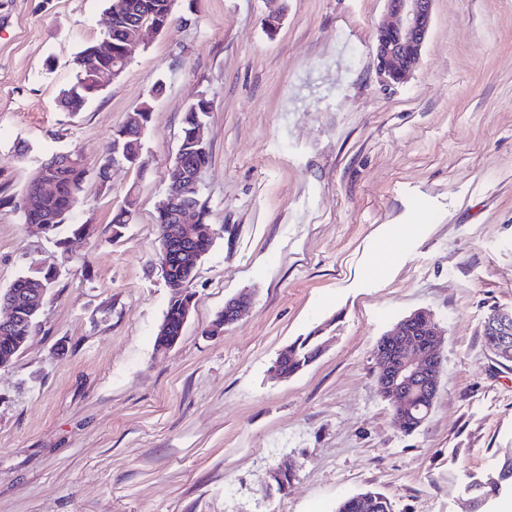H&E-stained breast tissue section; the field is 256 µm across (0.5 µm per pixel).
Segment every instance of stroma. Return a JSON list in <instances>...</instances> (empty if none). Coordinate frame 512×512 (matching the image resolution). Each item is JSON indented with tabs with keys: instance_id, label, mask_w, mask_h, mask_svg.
Masks as SVG:
<instances>
[{
	"instance_id": "obj_1",
	"label": "stroma",
	"mask_w": 512,
	"mask_h": 512,
	"mask_svg": "<svg viewBox=\"0 0 512 512\" xmlns=\"http://www.w3.org/2000/svg\"><path fill=\"white\" fill-rule=\"evenodd\" d=\"M385 15V0H178L170 30L70 114L58 91L102 37L104 0H0L1 193L20 196L56 151L98 163L129 112L153 110L143 170L84 182L74 257L0 207V291L37 263L59 268L0 369V512H336L368 490L393 512H476L468 483L512 457V364L482 339L488 313L512 308V0H434L421 65L395 85L376 71ZM201 93L216 235L184 332L159 353L155 216ZM241 293L249 316L212 334ZM419 309L444 331L443 373L407 434L373 350ZM316 329L322 355L272 378ZM281 465L287 492L267 491Z\"/></svg>"
}]
</instances>
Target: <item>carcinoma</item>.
<instances>
[{
	"mask_svg": "<svg viewBox=\"0 0 512 512\" xmlns=\"http://www.w3.org/2000/svg\"><path fill=\"white\" fill-rule=\"evenodd\" d=\"M127 8L117 17L113 18L112 56L109 58L94 59L97 42L85 45L74 60L76 69L75 80L60 89L58 103L64 112H81L88 102L98 93L99 88L95 80V69L99 66H110L114 61L123 58L125 27L130 19L145 13L166 14L173 0H122ZM210 102L204 98L200 100L197 111L184 113L180 145L186 164L191 169L207 166L210 159L208 145L198 148L194 143L193 132L197 122L207 116ZM121 158L128 166L134 169L143 167V138L139 134L127 133L120 126L112 133L108 143L104 162L112 161V156ZM40 177L30 181L25 187L21 206L22 216L27 224H43L46 233L56 238V246L61 252L70 255L77 251L84 237L85 228L80 224L68 225L66 235H60L66 220L79 203V194L87 178V170L81 163H73L65 159L62 152L51 155L39 167ZM54 184L55 190L51 193L41 191V182ZM134 209L131 202L125 205L112 217V239L119 240L124 236L125 230L132 223ZM212 242H204L195 247V254H188L171 263L164 276L170 295L163 321L167 326V333L155 339L158 351L168 349L172 343L183 333L182 309L192 292L189 285L192 282L199 261L198 255L207 253ZM57 275L53 265L42 266L31 273L18 276L11 284L13 292L10 295L0 294V303L6 299L13 301L16 306V317L8 327H0V358L14 355L17 349L28 342L36 326V319L40 305L29 292L43 284H51ZM322 341L318 332L297 339L289 345L276 359L271 367L276 377H288L314 362L319 355ZM336 512H393L388 497L373 491H365L351 498L343 500L336 508Z\"/></svg>",
	"mask_w": 512,
	"mask_h": 512,
	"instance_id": "cac0c4a2",
	"label": "carcinoma"
}]
</instances>
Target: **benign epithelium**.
Wrapping results in <instances>:
<instances>
[{
  "instance_id": "obj_1",
  "label": "benign epithelium",
  "mask_w": 512,
  "mask_h": 512,
  "mask_svg": "<svg viewBox=\"0 0 512 512\" xmlns=\"http://www.w3.org/2000/svg\"><path fill=\"white\" fill-rule=\"evenodd\" d=\"M388 21L375 33V52L380 75L387 81L400 83L420 64L431 25L434 0H385ZM166 22L160 15H145L130 23L125 32L124 54L131 55L145 29L164 32ZM204 169L189 174L181 153H176L167 169V188L157 214L167 220L161 231L160 267L167 268L169 253L176 247L191 249L214 231L207 224L196 223L191 199L199 190ZM251 299L238 295L224 303L220 328L245 317ZM484 333L493 337L492 350L498 358L512 354V309H494L483 324ZM443 331L433 314L417 310L398 322L394 331L384 336L374 349L376 385L382 397L392 404L397 417H405L410 409L411 390L417 388L432 409L439 390L443 370Z\"/></svg>"
}]
</instances>
